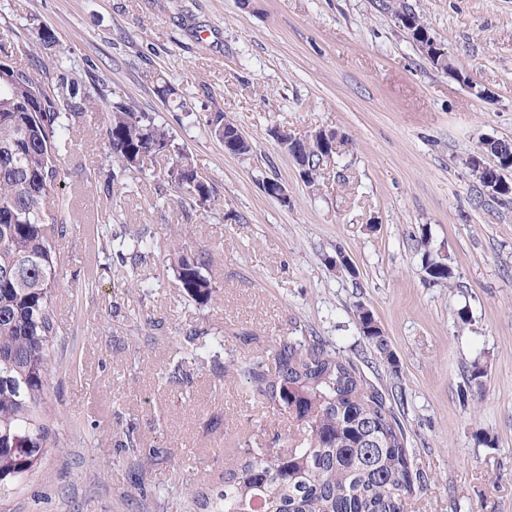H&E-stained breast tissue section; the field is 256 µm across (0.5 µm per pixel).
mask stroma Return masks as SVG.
Returning <instances> with one entry per match:
<instances>
[{"label": "stroma", "instance_id": "obj_1", "mask_svg": "<svg viewBox=\"0 0 512 512\" xmlns=\"http://www.w3.org/2000/svg\"><path fill=\"white\" fill-rule=\"evenodd\" d=\"M451 71L436 69L371 0H0V32L34 42L51 28L62 73L121 89L172 128L216 189L209 211L182 214L160 166L127 175L118 205L100 193L112 158L97 109L76 124L64 191L75 223L57 312L78 367L55 373L50 401L65 419L62 450L0 512H181L187 480L211 490L232 449L288 427L252 407L238 378L169 370L195 325L224 339L223 358L313 332L383 390L403 387L397 415L417 466L432 478L418 512H512V198L478 193L467 158L487 138L512 141V0H416ZM467 73L471 85L457 80ZM163 75L187 103L163 104ZM237 120L253 150L225 153L208 113ZM304 137L336 131L343 144L318 186L305 185L271 124ZM277 178L287 202L264 194ZM103 224L150 228L164 276L148 300L98 252ZM209 251L215 285L203 308L182 301L165 268L171 226ZM453 268L429 282L424 250ZM343 253L356 276L327 259ZM365 305L398 364L391 374L361 338ZM468 321H461L460 308ZM251 335L243 346L242 335ZM480 394L462 400L473 361ZM221 418V429L209 422ZM135 419L141 451L121 448ZM488 433L493 446L477 443Z\"/></svg>", "mask_w": 512, "mask_h": 512}]
</instances>
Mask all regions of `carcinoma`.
Segmentation results:
<instances>
[{
  "label": "carcinoma",
  "instance_id": "1",
  "mask_svg": "<svg viewBox=\"0 0 512 512\" xmlns=\"http://www.w3.org/2000/svg\"><path fill=\"white\" fill-rule=\"evenodd\" d=\"M380 14L418 51L433 46L428 60L448 70V56L431 35L411 0H372ZM25 66L15 53L0 48V491L25 482L47 457L61 447L63 426L48 402V383L60 368L56 354L64 344L55 302L66 258L59 248L72 225L61 201L70 170L66 155L70 130L92 103L85 83L56 74V68L23 48ZM112 102L101 107L100 122L112 153V169L104 177L106 196L117 201L127 172L147 158L166 157L162 180L177 192L183 208L208 210L215 188L165 124L143 112L120 91H109ZM205 127L219 140L232 142L240 132L236 121L220 111L206 116ZM273 125L268 134L288 153L302 155L301 179L318 182L323 166L336 155V132L325 130L295 147ZM496 163L488 167L503 188L494 198L512 195L503 176L512 169V142L487 140L479 148ZM117 238L132 241L130 253L112 254V264L139 267L155 260L151 236L127 224H104L98 232L102 251ZM422 268L436 282L452 283L453 269L429 254ZM210 254L176 244L169 264L178 295L199 307L207 305L215 286L209 275ZM355 319L362 339L391 373L397 359L379 322L359 304ZM204 332L185 330L198 364L222 376L230 371L244 381L245 393L265 409L282 416L295 432L272 433L257 448H239L224 463V490L206 499L186 488L183 512L209 506L210 512H414L413 501L425 492L430 478L419 469L394 407L405 390L390 393L369 383L357 364L317 335L281 336L264 352L243 355L230 363L218 354H202ZM487 366L476 360L467 385L480 389ZM121 447H141L135 422L126 424Z\"/></svg>",
  "mask_w": 512,
  "mask_h": 512
}]
</instances>
